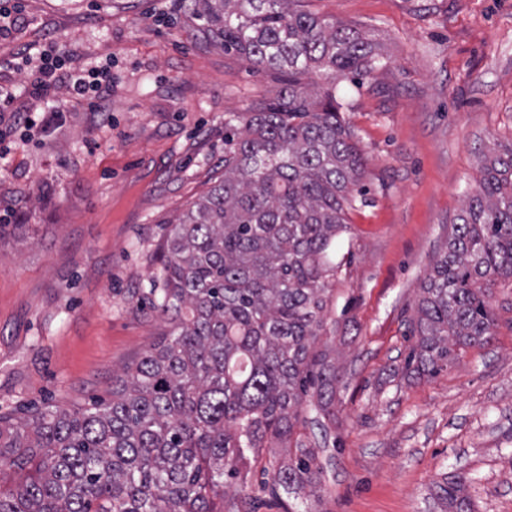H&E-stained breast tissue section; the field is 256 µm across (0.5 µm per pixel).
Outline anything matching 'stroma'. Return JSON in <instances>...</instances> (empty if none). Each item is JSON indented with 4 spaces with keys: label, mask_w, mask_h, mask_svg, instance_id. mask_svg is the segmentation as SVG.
Here are the masks:
<instances>
[{
    "label": "stroma",
    "mask_w": 512,
    "mask_h": 512,
    "mask_svg": "<svg viewBox=\"0 0 512 512\" xmlns=\"http://www.w3.org/2000/svg\"><path fill=\"white\" fill-rule=\"evenodd\" d=\"M0 83L23 94L25 51L112 64L104 111L57 88L58 123L0 135V412L111 399L167 328L147 301L158 248L224 158V115L276 99L281 75L201 44L181 0H18ZM360 28L381 58L336 94L367 162L366 201L336 239L344 262L323 341L336 424L309 512H439L463 473L475 512H512V282L490 288L489 343L433 376L392 379L441 239L512 144V0H304Z\"/></svg>",
    "instance_id": "stroma-1"
}]
</instances>
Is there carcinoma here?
<instances>
[{"instance_id": "cac0c4a2", "label": "carcinoma", "mask_w": 512, "mask_h": 512, "mask_svg": "<svg viewBox=\"0 0 512 512\" xmlns=\"http://www.w3.org/2000/svg\"><path fill=\"white\" fill-rule=\"evenodd\" d=\"M201 42L256 71L288 75L277 99L224 116V169L160 245L154 304L162 341L126 366L112 399L0 413V512H256L228 491L272 442L264 487L298 499L321 486L317 442L302 438L309 395L336 420V350L325 327L336 236L365 159L336 82L365 76L373 43L298 0H183ZM512 280V146L486 160L421 288L403 371L433 376L487 343L486 292ZM456 474L436 483L441 512H472Z\"/></svg>"}]
</instances>
